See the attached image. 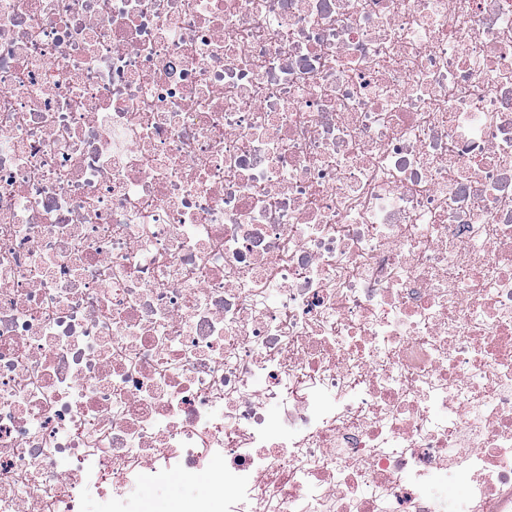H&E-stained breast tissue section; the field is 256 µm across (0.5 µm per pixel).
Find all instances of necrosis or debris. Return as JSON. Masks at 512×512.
<instances>
[{
	"label": "necrosis or debris",
	"mask_w": 512,
	"mask_h": 512,
	"mask_svg": "<svg viewBox=\"0 0 512 512\" xmlns=\"http://www.w3.org/2000/svg\"><path fill=\"white\" fill-rule=\"evenodd\" d=\"M173 477L512 489V0H0V512Z\"/></svg>",
	"instance_id": "1"
}]
</instances>
